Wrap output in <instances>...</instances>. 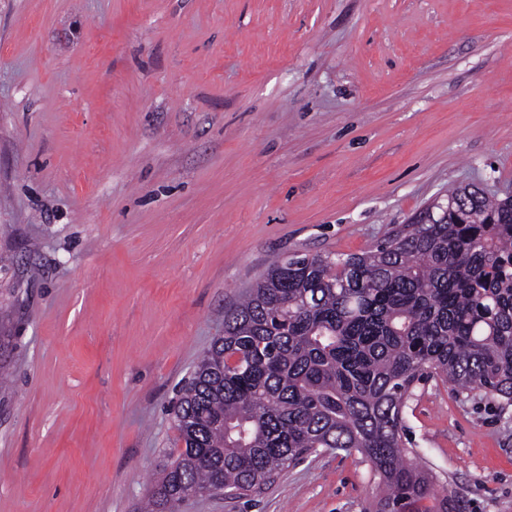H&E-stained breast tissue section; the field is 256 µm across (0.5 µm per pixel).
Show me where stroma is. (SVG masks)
Here are the masks:
<instances>
[{
    "mask_svg": "<svg viewBox=\"0 0 512 512\" xmlns=\"http://www.w3.org/2000/svg\"><path fill=\"white\" fill-rule=\"evenodd\" d=\"M465 184L512 194V0H0V512H139L271 262L373 249ZM405 424L438 493L512 512V408L427 378ZM376 494L319 451L178 512Z\"/></svg>",
    "mask_w": 512,
    "mask_h": 512,
    "instance_id": "stroma-1",
    "label": "stroma"
}]
</instances>
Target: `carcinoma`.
Returning <instances> with one entry per match:
<instances>
[{
	"label": "carcinoma",
	"instance_id": "1",
	"mask_svg": "<svg viewBox=\"0 0 512 512\" xmlns=\"http://www.w3.org/2000/svg\"><path fill=\"white\" fill-rule=\"evenodd\" d=\"M435 376L512 407V196L458 187L373 250L269 266L183 387L182 448L145 512L251 497L320 449L368 463L365 512H462L406 437L407 400Z\"/></svg>",
	"mask_w": 512,
	"mask_h": 512
}]
</instances>
